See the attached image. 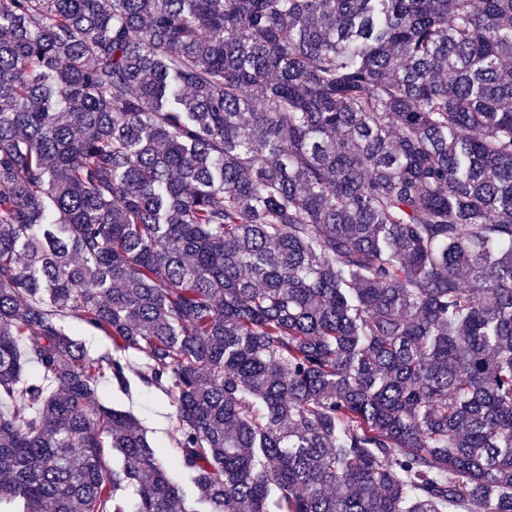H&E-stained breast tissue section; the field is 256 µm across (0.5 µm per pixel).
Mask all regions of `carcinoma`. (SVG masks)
<instances>
[{"mask_svg": "<svg viewBox=\"0 0 512 512\" xmlns=\"http://www.w3.org/2000/svg\"><path fill=\"white\" fill-rule=\"evenodd\" d=\"M11 504L512 512V0H0ZM129 378L132 388L128 394L108 378L101 380L100 387L113 407L131 412L147 431L149 441L163 447L159 449L173 459L175 448L171 443V435L176 423L175 408L160 390H146L136 386L133 373L129 374Z\"/></svg>", "mask_w": 512, "mask_h": 512, "instance_id": "carcinoma-1", "label": "carcinoma"}]
</instances>
